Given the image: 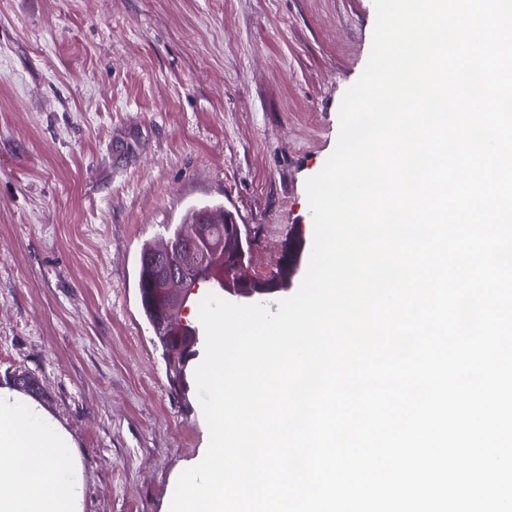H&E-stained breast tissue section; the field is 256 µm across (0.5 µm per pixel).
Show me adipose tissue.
Wrapping results in <instances>:
<instances>
[{
  "instance_id": "obj_1",
  "label": "adipose tissue",
  "mask_w": 512,
  "mask_h": 512,
  "mask_svg": "<svg viewBox=\"0 0 512 512\" xmlns=\"http://www.w3.org/2000/svg\"><path fill=\"white\" fill-rule=\"evenodd\" d=\"M69 433L32 398L0 386V512H81Z\"/></svg>"
}]
</instances>
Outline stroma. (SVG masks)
<instances>
[{"instance_id":"35a3bbf8","label":"stroma","mask_w":512,"mask_h":512,"mask_svg":"<svg viewBox=\"0 0 512 512\" xmlns=\"http://www.w3.org/2000/svg\"><path fill=\"white\" fill-rule=\"evenodd\" d=\"M374 24L373 0H0V385L38 379L84 512H169L209 442L141 315L142 243L221 204L276 275Z\"/></svg>"}]
</instances>
